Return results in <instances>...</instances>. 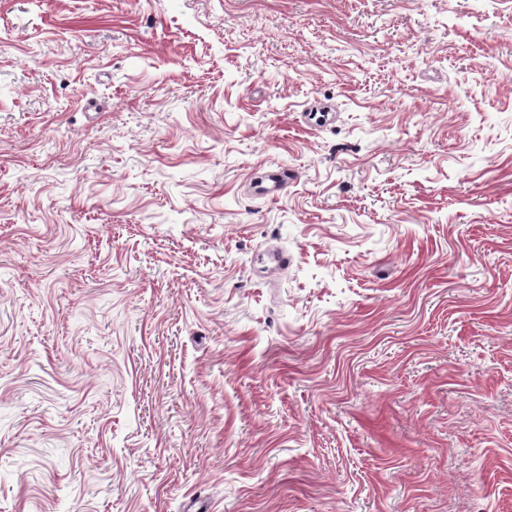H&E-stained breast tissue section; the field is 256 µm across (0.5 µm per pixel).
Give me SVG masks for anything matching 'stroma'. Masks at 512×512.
<instances>
[{
  "mask_svg": "<svg viewBox=\"0 0 512 512\" xmlns=\"http://www.w3.org/2000/svg\"><path fill=\"white\" fill-rule=\"evenodd\" d=\"M197 507L512 512V0H0V512ZM288 169L278 168V171L267 173L257 185V194L270 200L279 196L280 191L288 183Z\"/></svg>",
  "mask_w": 512,
  "mask_h": 512,
  "instance_id": "35a3bbf8",
  "label": "stroma"
}]
</instances>
